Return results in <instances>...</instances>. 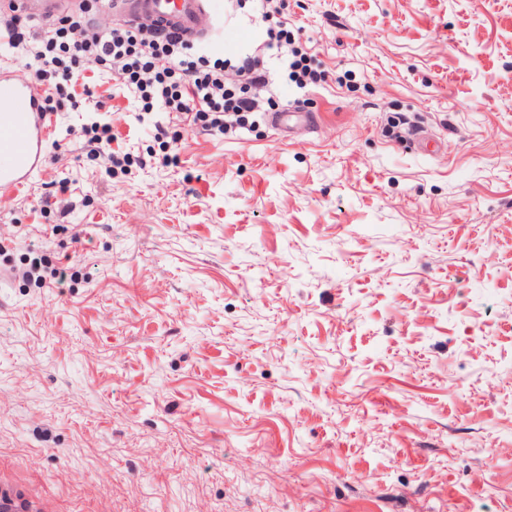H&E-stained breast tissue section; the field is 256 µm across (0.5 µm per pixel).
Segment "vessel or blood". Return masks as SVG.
I'll return each instance as SVG.
<instances>
[{"instance_id":"b4317fda","label":"vessel or blood","mask_w":512,"mask_h":512,"mask_svg":"<svg viewBox=\"0 0 512 512\" xmlns=\"http://www.w3.org/2000/svg\"><path fill=\"white\" fill-rule=\"evenodd\" d=\"M79 0H0V15L20 10L28 18L48 21L77 9ZM113 20L136 25L150 18L163 33L190 43L211 42L219 24L215 0H107ZM0 192H15L39 173L45 162L52 114L34 77L0 64ZM314 123L311 114L289 108L271 117L272 125L288 132L291 124Z\"/></svg>"}]
</instances>
